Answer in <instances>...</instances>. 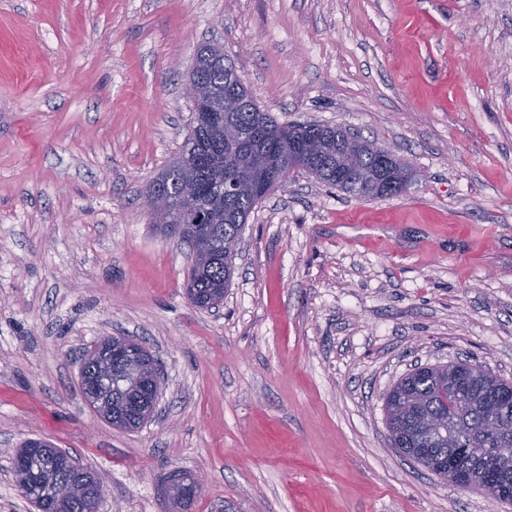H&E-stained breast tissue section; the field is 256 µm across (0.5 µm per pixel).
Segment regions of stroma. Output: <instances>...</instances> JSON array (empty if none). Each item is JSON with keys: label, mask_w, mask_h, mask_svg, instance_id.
<instances>
[{"label": "stroma", "mask_w": 512, "mask_h": 512, "mask_svg": "<svg viewBox=\"0 0 512 512\" xmlns=\"http://www.w3.org/2000/svg\"><path fill=\"white\" fill-rule=\"evenodd\" d=\"M281 123L405 159L399 196L304 174L241 235L219 309L151 223L149 182L193 125L200 47ZM155 354L159 413L119 431L81 349ZM460 359L512 381V0H0V512H35L12 458L43 439L96 472L99 512H494L392 448L384 396ZM160 491L168 503L167 512H182L184 494L188 489L199 490L202 484L199 479L182 471H171L161 478Z\"/></svg>", "instance_id": "obj_1"}]
</instances>
